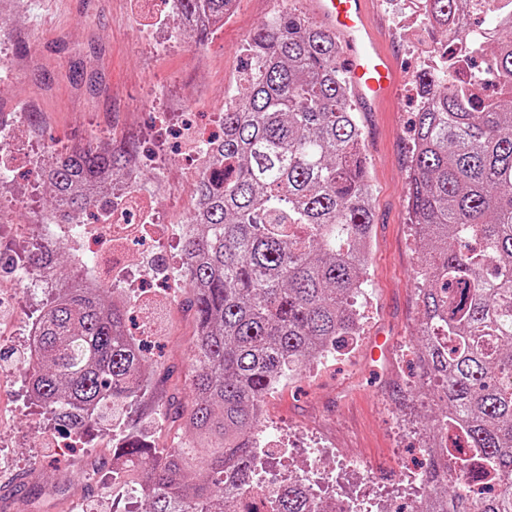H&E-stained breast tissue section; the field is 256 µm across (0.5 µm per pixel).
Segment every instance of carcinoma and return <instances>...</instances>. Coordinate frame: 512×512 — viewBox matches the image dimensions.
I'll list each match as a JSON object with an SVG mask.
<instances>
[{"instance_id":"cac0c4a2","label":"carcinoma","mask_w":512,"mask_h":512,"mask_svg":"<svg viewBox=\"0 0 512 512\" xmlns=\"http://www.w3.org/2000/svg\"><path fill=\"white\" fill-rule=\"evenodd\" d=\"M199 42L232 0H176ZM468 0H423L450 24ZM488 65L497 85L467 96L443 74L419 79L407 207L419 229L422 321L413 345L420 406L436 405L425 512H512V23L499 25ZM224 136L193 182L198 228L182 237L197 323L195 399L172 407L194 437L160 451L138 432L137 402L151 388L128 305L109 287L60 282L42 248L28 264L54 277L50 300L18 366L40 407L66 434L120 433L112 482L139 484L144 512H256L225 494L252 488L266 396L360 332L355 296L367 283L372 188L363 134L337 66L340 47L296 13L269 18L245 46ZM128 146L75 144L43 168L59 224H81L130 170ZM204 470L207 482L194 480ZM481 479L485 490L463 492ZM262 512H315L295 477L264 496Z\"/></svg>"}]
</instances>
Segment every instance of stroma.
Here are the masks:
<instances>
[{"instance_id": "stroma-1", "label": "stroma", "mask_w": 512, "mask_h": 512, "mask_svg": "<svg viewBox=\"0 0 512 512\" xmlns=\"http://www.w3.org/2000/svg\"><path fill=\"white\" fill-rule=\"evenodd\" d=\"M307 0H236L233 15L208 40L148 36L159 21L149 0H0V105L10 108V164L24 188H0V255L18 258L37 240L33 220L51 197L38 165L52 150L111 139L137 146L143 178L158 179L172 283H142L128 295L135 333L152 349L146 371L154 392L190 403L194 312L177 255L178 229L190 216L192 183L180 164L186 123L214 128L244 63L248 37L276 14L307 13ZM376 35L400 79L386 108L361 113L372 186L368 281L357 299L362 329L349 349L331 352L269 396L259 429L261 467L270 486L300 475L317 493L347 500L356 512H391L416 500L410 474L427 463L430 419L402 401L418 369L410 348L421 320L416 271L423 258L407 208L414 90L423 49L444 34L401 26L388 0L374 6ZM0 270V512H142L143 503L105 490L112 433L91 430L70 443L23 388L16 362L27 348L39 303ZM23 484L12 485L16 474Z\"/></svg>"}]
</instances>
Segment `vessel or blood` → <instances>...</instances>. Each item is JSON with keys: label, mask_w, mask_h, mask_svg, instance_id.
<instances>
[{"label": "vessel or blood", "mask_w": 512, "mask_h": 512, "mask_svg": "<svg viewBox=\"0 0 512 512\" xmlns=\"http://www.w3.org/2000/svg\"><path fill=\"white\" fill-rule=\"evenodd\" d=\"M309 6L343 40L345 70L357 98L367 110H377L391 96L397 72L392 56L375 37L371 0H309Z\"/></svg>", "instance_id": "b4317fda"}]
</instances>
